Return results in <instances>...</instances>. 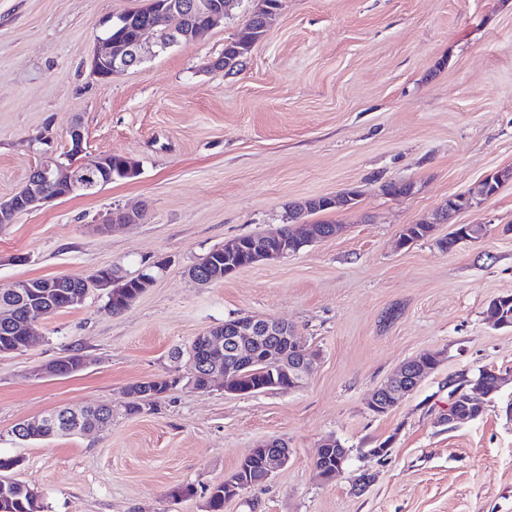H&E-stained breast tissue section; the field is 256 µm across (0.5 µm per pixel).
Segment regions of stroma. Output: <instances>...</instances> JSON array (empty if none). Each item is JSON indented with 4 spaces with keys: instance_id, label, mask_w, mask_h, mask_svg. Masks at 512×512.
Here are the masks:
<instances>
[{
    "instance_id": "stroma-1",
    "label": "stroma",
    "mask_w": 512,
    "mask_h": 512,
    "mask_svg": "<svg viewBox=\"0 0 512 512\" xmlns=\"http://www.w3.org/2000/svg\"><path fill=\"white\" fill-rule=\"evenodd\" d=\"M142 0H0V200L26 182L36 140L121 154L137 177L67 196L0 230V289L29 278L82 277L114 266L166 268L121 313L91 289L74 309L40 319L25 352L0 355V455L41 491L46 512H204L258 443L282 440L289 462L224 512H512V385L481 417L448 428L455 384L484 369L512 373V327L487 320L512 295V180L480 207L400 245L406 225L449 196L512 167V0H280L240 71L214 68L246 23L234 0L201 38L147 58L111 82L91 61L101 21ZM389 181L410 195L383 193ZM357 189L346 211L308 215L343 225L275 262L197 284L189 266L225 241L289 223L288 206ZM115 208L139 223L104 230ZM458 224L487 234L442 248ZM282 321L322 359L302 386L251 396L178 387L126 414V389L173 373L171 351L224 321ZM80 348L66 377L34 370ZM445 359L392 412L366 401L403 362ZM108 403L112 420L84 435L21 442L19 422ZM350 450L329 482L314 477L323 439ZM387 444L384 457L373 448ZM192 486L173 500L171 490Z\"/></svg>"
}]
</instances>
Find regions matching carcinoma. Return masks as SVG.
Instances as JSON below:
<instances>
[{"label":"carcinoma","mask_w":512,"mask_h":512,"mask_svg":"<svg viewBox=\"0 0 512 512\" xmlns=\"http://www.w3.org/2000/svg\"><path fill=\"white\" fill-rule=\"evenodd\" d=\"M190 8L185 16L183 35L180 42L186 43L194 40L197 29L208 23L211 14L224 10L225 0H189ZM116 23L112 29H104L103 36L109 37L116 33L125 40H136L141 36L160 32L159 16L152 17L142 14V9L127 11L115 16ZM267 31L266 21L256 15H251L247 23L237 34L224 44V52L215 62V66L235 73L243 66L244 60L253 47L261 41ZM65 167L57 170L56 190L63 192L67 188L68 172L79 160L78 153L67 151ZM101 166V175L105 184L124 181L137 174V165L134 161L117 154L97 155ZM334 209L323 197H314L302 204L292 207L290 213H318ZM293 231L283 226L275 232L265 235H248L239 238L240 245L235 253L224 254V248L217 247L209 251L202 260L188 269V276L195 282L208 284L224 279V270L237 269L247 266L253 261V252L258 248L278 250L293 243ZM155 280L152 271H146L135 277L127 278L114 268H98L85 278H75L61 275L55 278H37L27 280L36 287L5 288L0 289V305L8 303L14 307V313L21 319L30 308L40 307L53 315L60 310L69 309L85 301L92 288H99L103 284L111 285L107 293V305L114 312L127 308L143 291ZM278 345L280 352L288 353V342L278 337L262 341L254 350V365L249 373L242 379V386L246 388H259L263 391L275 389V385L284 384V380L268 369L262 363L264 350L269 342ZM171 358L187 366L189 376L198 386H206V355L204 342L193 341L185 347L173 350ZM58 375L69 376L85 369V356L80 349L74 348L59 359ZM182 381L180 376H163L132 384L127 389L130 400L124 406L128 415L142 413L146 407L153 406L160 398ZM12 434L20 441L41 440L48 437V432L32 428V422H20L15 425ZM349 451L340 447L324 450L317 460V466L325 472L336 473L338 463H347ZM18 466V460L13 457L0 456V512H45L42 495L24 482L11 476V471ZM246 474L249 479V489L262 488L266 485L263 466L262 450L257 448L251 454L244 455L238 461L230 477L236 478ZM224 484H217L207 489V512H224Z\"/></svg>","instance_id":"cac0c4a2"}]
</instances>
